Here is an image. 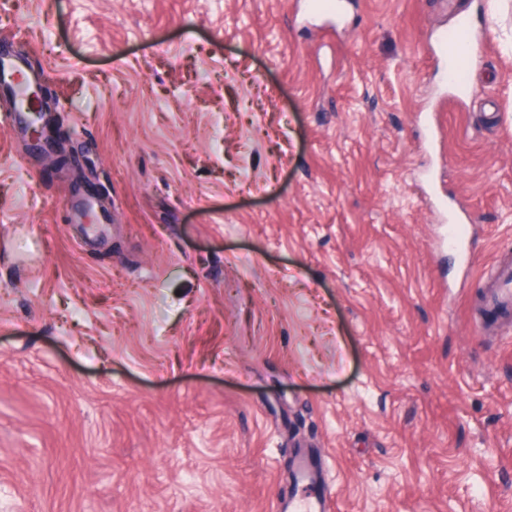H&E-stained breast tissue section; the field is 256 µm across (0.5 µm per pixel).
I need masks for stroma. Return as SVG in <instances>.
I'll list each match as a JSON object with an SVG mask.
<instances>
[{"label":"stroma","mask_w":512,"mask_h":512,"mask_svg":"<svg viewBox=\"0 0 512 512\" xmlns=\"http://www.w3.org/2000/svg\"><path fill=\"white\" fill-rule=\"evenodd\" d=\"M337 2L0 0V512H512V0ZM473 33L470 23L466 20L459 21L449 35H446L438 44L440 55L447 59L448 75L451 86L458 89H466V75L470 65L468 58L457 51L472 43ZM37 77L29 72L26 65L11 58H0V87L13 92L14 117L25 114L27 99L34 92ZM487 304L491 306L511 307L512 305V261L501 266L495 286L491 289Z\"/></svg>","instance_id":"stroma-1"}]
</instances>
